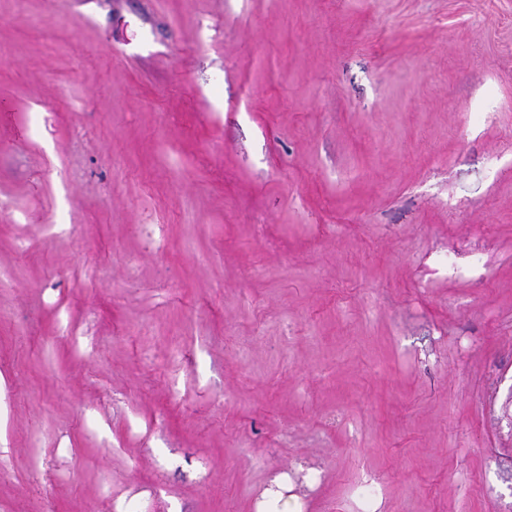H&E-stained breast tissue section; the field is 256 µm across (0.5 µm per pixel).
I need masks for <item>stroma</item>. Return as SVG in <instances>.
I'll return each mask as SVG.
<instances>
[{
	"label": "stroma",
	"mask_w": 512,
	"mask_h": 512,
	"mask_svg": "<svg viewBox=\"0 0 512 512\" xmlns=\"http://www.w3.org/2000/svg\"><path fill=\"white\" fill-rule=\"evenodd\" d=\"M512 512V0H0V512ZM302 499L296 494L285 496L279 490L268 489L257 504V512H302Z\"/></svg>",
	"instance_id": "obj_1"
}]
</instances>
